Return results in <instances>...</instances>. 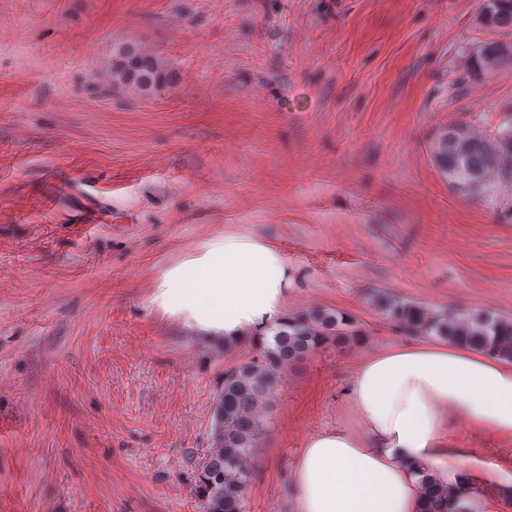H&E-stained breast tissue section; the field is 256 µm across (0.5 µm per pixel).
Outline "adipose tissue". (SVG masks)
I'll return each instance as SVG.
<instances>
[{"label": "adipose tissue", "mask_w": 512, "mask_h": 512, "mask_svg": "<svg viewBox=\"0 0 512 512\" xmlns=\"http://www.w3.org/2000/svg\"><path fill=\"white\" fill-rule=\"evenodd\" d=\"M169 290L206 326L237 339L279 321L286 263L260 245L225 251ZM353 412L310 435L291 472L293 512H423L420 480L453 487L474 512L507 492L466 456L453 421L512 440V363L458 345L393 346L362 359L346 390Z\"/></svg>", "instance_id": "1"}]
</instances>
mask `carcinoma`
I'll return each mask as SVG.
<instances>
[{
  "mask_svg": "<svg viewBox=\"0 0 512 512\" xmlns=\"http://www.w3.org/2000/svg\"><path fill=\"white\" fill-rule=\"evenodd\" d=\"M491 19L495 32L512 31V0ZM472 70L490 74L512 61V43L488 41L465 56ZM112 90L142 100L161 95L175 78L170 63L136 42L113 47L104 68ZM432 158L440 174L455 190L483 196L494 175L512 179V123L490 134L451 124L438 136ZM378 302L404 328L422 336H435L476 350H491L512 362V318L488 313L430 314L421 307L380 294ZM271 337L259 336L258 354L224 371V382L214 397L212 430L214 448L198 473L201 512H245L251 483L249 465L253 448L263 431V410L279 386L288 366L328 342L360 336L347 315L328 309H312L287 317L270 327ZM424 512H469L466 503L450 501L451 492L437 479L423 478Z\"/></svg>",
  "mask_w": 512,
  "mask_h": 512,
  "instance_id": "obj_1",
  "label": "carcinoma"
}]
</instances>
